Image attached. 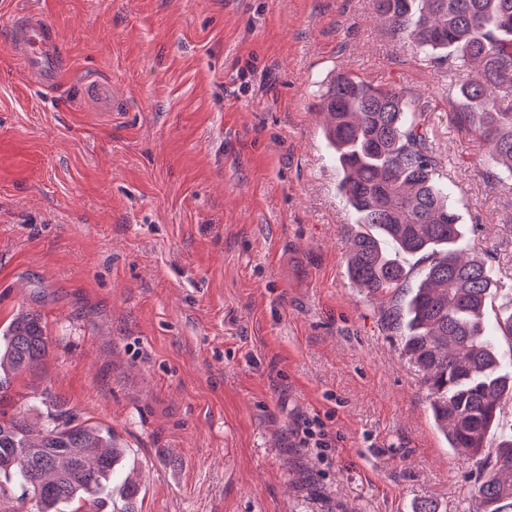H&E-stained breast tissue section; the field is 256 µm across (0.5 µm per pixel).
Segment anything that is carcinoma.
<instances>
[{
	"label": "carcinoma",
	"mask_w": 512,
	"mask_h": 512,
	"mask_svg": "<svg viewBox=\"0 0 512 512\" xmlns=\"http://www.w3.org/2000/svg\"><path fill=\"white\" fill-rule=\"evenodd\" d=\"M377 18L424 54L447 53L468 110L455 115L488 147L489 163L512 177V0H374ZM341 170L340 191L357 215L346 256L351 281L381 305L402 350L423 373L429 409L449 448L476 467L474 512H512V436L491 441L512 375L495 350L512 341V313L493 329L485 314L497 282L464 235L448 187L429 154L423 115L395 88L349 73L318 103ZM418 258L415 273L400 256ZM50 355L39 315L21 313L0 330V402L21 373ZM495 447L490 452L488 448ZM124 454L112 431L78 421L52 401L41 429L25 412L0 415V504L6 485L21 494L0 512H137L139 485L123 483L120 508L106 505Z\"/></svg>",
	"instance_id": "cac0c4a2"
}]
</instances>
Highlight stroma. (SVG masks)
<instances>
[{
  "label": "stroma",
  "mask_w": 512,
  "mask_h": 512,
  "mask_svg": "<svg viewBox=\"0 0 512 512\" xmlns=\"http://www.w3.org/2000/svg\"><path fill=\"white\" fill-rule=\"evenodd\" d=\"M46 16L63 86L0 40V328L52 352L32 390L108 428L138 512H469L475 473L422 375L354 285L356 215L319 96L346 70L426 118L464 238L512 295V178L455 124L445 57L383 28L373 0H0V32ZM95 76L122 102L82 93ZM333 438L297 447L299 423Z\"/></svg>",
  "instance_id": "stroma-1"
}]
</instances>
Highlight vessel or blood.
I'll list each match as a JSON object with an SVG mask.
<instances>
[{"label": "vessel or blood", "mask_w": 512, "mask_h": 512, "mask_svg": "<svg viewBox=\"0 0 512 512\" xmlns=\"http://www.w3.org/2000/svg\"><path fill=\"white\" fill-rule=\"evenodd\" d=\"M25 73L46 88H57L64 80V51L52 23L31 14L18 19L8 37Z\"/></svg>", "instance_id": "b4317fda"}]
</instances>
